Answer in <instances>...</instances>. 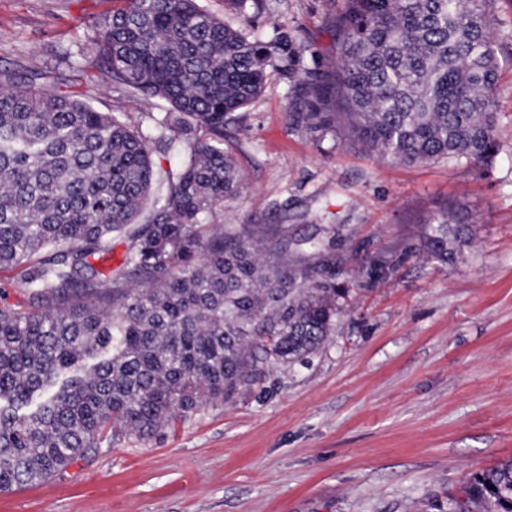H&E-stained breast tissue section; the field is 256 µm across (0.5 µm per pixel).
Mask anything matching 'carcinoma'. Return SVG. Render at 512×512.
I'll use <instances>...</instances> for the list:
<instances>
[{"label": "carcinoma", "mask_w": 512, "mask_h": 512, "mask_svg": "<svg viewBox=\"0 0 512 512\" xmlns=\"http://www.w3.org/2000/svg\"><path fill=\"white\" fill-rule=\"evenodd\" d=\"M494 0H344L334 70L303 44L249 29L264 0H114L94 24L93 64L120 91L167 102L159 125L186 159L153 195L151 139L109 112L0 71V493L64 471L110 432L160 435L231 403L279 366L305 365L335 332L349 289L340 227L214 223L241 190L224 127L279 75L305 110L291 125L348 137L382 161L478 166L496 155L501 48ZM129 234L117 266L112 235ZM472 225L441 208L423 250L453 261ZM401 262L369 258L368 288ZM446 512H512V458L475 473Z\"/></svg>", "instance_id": "obj_1"}]
</instances>
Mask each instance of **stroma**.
Wrapping results in <instances>:
<instances>
[{
    "label": "stroma",
    "mask_w": 512,
    "mask_h": 512,
    "mask_svg": "<svg viewBox=\"0 0 512 512\" xmlns=\"http://www.w3.org/2000/svg\"><path fill=\"white\" fill-rule=\"evenodd\" d=\"M112 0H0V70L46 73L45 88L160 137L169 106L113 88L92 64ZM343 0H267L252 27L304 41L330 71ZM502 46L496 157L478 168L383 162L355 143L294 129L301 102L274 78L227 128L242 179L221 224H337L349 268L403 262L353 287L336 332L305 367L207 406L159 437L117 433L0 512H438L473 473L512 456V0H496ZM477 222L453 263L422 253L440 207ZM401 262L400 257L391 253H379L370 257L360 268L353 274L358 277L359 282L365 288L373 286V284L394 272Z\"/></svg>",
    "instance_id": "1"
}]
</instances>
